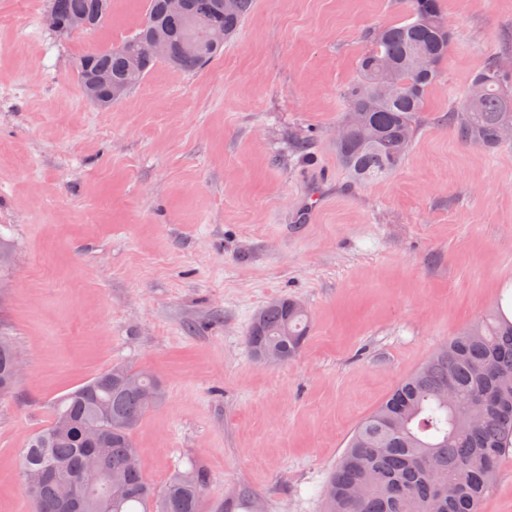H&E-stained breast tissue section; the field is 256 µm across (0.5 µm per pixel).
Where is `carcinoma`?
<instances>
[{
  "instance_id": "carcinoma-1",
  "label": "carcinoma",
  "mask_w": 512,
  "mask_h": 512,
  "mask_svg": "<svg viewBox=\"0 0 512 512\" xmlns=\"http://www.w3.org/2000/svg\"><path fill=\"white\" fill-rule=\"evenodd\" d=\"M173 15L165 0H147L138 30L121 44L96 48L76 64L80 84L106 73L112 83L132 90L158 62L184 71L201 69L222 48L199 36L206 26H224L234 35L254 9V0H236L232 10L219 0H184ZM406 19L382 28L359 62L360 82L349 93L350 108L341 120L344 139L336 157L358 181L387 176L404 160L417 132V114L451 46V32L440 0H402ZM57 19L56 33L69 35L76 22L92 32L107 22L111 0H48ZM194 26L195 47L186 48ZM166 36L159 53L132 61L133 53L155 30ZM392 66L397 91L390 97H364L362 85L378 67ZM475 98L465 95L454 108L464 144L493 147L500 130L512 126V90L496 59H488L474 77ZM310 332L305 305L282 297L253 317L247 347L263 360L270 353L286 363L300 355ZM14 345L0 344V397L11 393ZM512 321L502 307L477 320L439 347L387 399L360 422L324 489V512H479L481 501L512 453ZM456 403H448V386ZM165 400L154 376L125 364L84 382L51 406L49 424L27 440L22 476L38 469L44 480L26 490L31 512H68L65 490L79 502L73 512H203L208 481L200 468L174 475L156 493L131 458L139 449L133 431L152 408ZM112 473V487L86 474L89 450Z\"/></svg>"
}]
</instances>
